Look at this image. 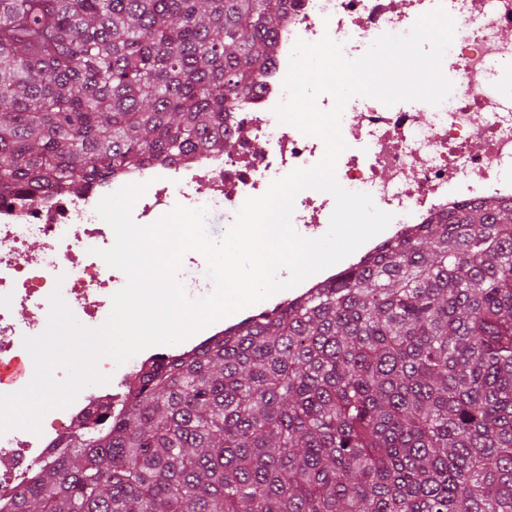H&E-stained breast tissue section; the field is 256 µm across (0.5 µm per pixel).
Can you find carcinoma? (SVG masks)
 I'll use <instances>...</instances> for the list:
<instances>
[{"label":"carcinoma","instance_id":"obj_1","mask_svg":"<svg viewBox=\"0 0 512 512\" xmlns=\"http://www.w3.org/2000/svg\"><path fill=\"white\" fill-rule=\"evenodd\" d=\"M285 0H0V199L220 153ZM15 512H512V202L142 377Z\"/></svg>","mask_w":512,"mask_h":512}]
</instances>
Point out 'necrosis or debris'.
I'll return each instance as SVG.
<instances>
[{
	"label": "necrosis or debris",
	"instance_id": "4bbe7bcc",
	"mask_svg": "<svg viewBox=\"0 0 512 512\" xmlns=\"http://www.w3.org/2000/svg\"><path fill=\"white\" fill-rule=\"evenodd\" d=\"M439 6L455 25L449 96L417 108L369 98L360 111L343 113L341 119L347 147L336 179L346 190L370 194L379 209L392 213V221L355 254L297 285L295 294L313 293L381 244L461 205L489 197L512 201V96L493 84L499 66L512 65V39L506 36L512 29V0H288V19L276 34L267 78L224 118L231 152L144 162L80 195L48 185L35 196L0 201V366L28 360L22 340L40 334L45 324L17 313L47 314L53 290L61 291L84 326L95 328L108 318L111 297L126 276L97 255L114 240L112 228L95 211L103 196L125 185H145L131 210L140 225L178 205L203 207L234 223L247 198L264 194L294 169L315 165L325 151L320 138L276 119L294 43L327 35L355 59L380 35L407 33L417 18ZM334 207L330 194L303 190L292 223L303 237H321ZM166 359L147 349L123 366L102 359L98 368L109 382L89 386L69 407L47 413L41 434L0 435V512H14L17 493L34 482L44 460L62 454L82 423L121 415L122 398Z\"/></svg>",
	"mask_w": 512,
	"mask_h": 512
}]
</instances>
